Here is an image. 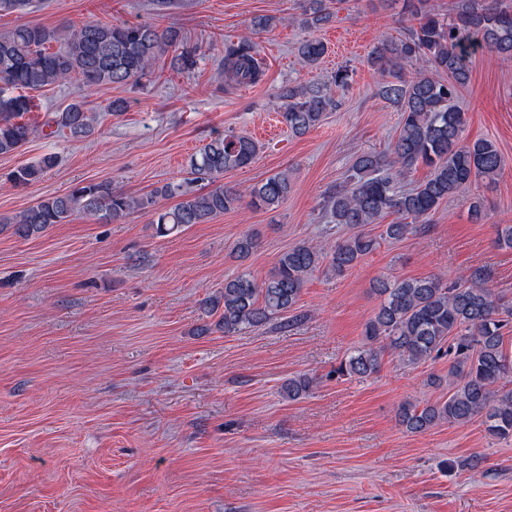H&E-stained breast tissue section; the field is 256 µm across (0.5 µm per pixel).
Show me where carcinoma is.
Segmentation results:
<instances>
[{
  "instance_id": "1",
  "label": "carcinoma",
  "mask_w": 512,
  "mask_h": 512,
  "mask_svg": "<svg viewBox=\"0 0 512 512\" xmlns=\"http://www.w3.org/2000/svg\"><path fill=\"white\" fill-rule=\"evenodd\" d=\"M428 0H403L410 26L403 37L381 43L369 64L379 77L377 94L393 104L399 130L388 151L358 154L350 174L325 201L336 226L352 230L334 244L298 243L281 253L269 274L258 280L248 272L224 279V287L204 301L206 315L218 321L199 327L226 335L273 322L296 310L310 277L322 265L337 274L354 267L383 241H401L430 223L440 204L464 197L470 217L480 222L485 203L473 191L480 182H494L503 166L496 144L486 138L465 137L468 116L459 106L461 91L471 75L472 55L479 48L512 63V5L503 0H456L444 16ZM33 0H0V13L26 14ZM333 18L327 0H305L289 22L318 29ZM172 53L171 69L191 71L197 53L184 45L172 26L101 23L47 27L24 23L0 36V155L18 152L36 125L23 120L35 111V94L71 78L93 92L105 85H126L149 76L156 60ZM327 53L325 43L306 38L296 46L304 68L316 66ZM263 69L256 47L244 40L224 50V79L229 86L255 84ZM281 122L295 137L318 126L336 99L327 85L288 83ZM98 116L87 101L67 104L47 114L43 126L50 134L82 141L95 135ZM258 153L250 137L230 130L199 147L187 161L188 177L167 182L139 196L112 187V182L77 183L64 194L44 197L28 208L1 216L0 226L29 239L74 215L91 220L119 221L133 212L152 216L155 233L166 237L193 224L242 209L275 211L288 199V173L279 172L245 190L223 183L224 173L250 166ZM58 156L45 154L11 170L5 183L15 189L38 182L57 166ZM428 175L413 187L401 186L418 165ZM209 188L198 191L196 182ZM172 200L162 207L159 202ZM386 217L374 235L366 230ZM258 237L247 233L234 245L236 258L247 259ZM378 305L364 325V342L342 361L336 374L366 379L378 373L389 356L408 365L450 362L448 392L433 401L406 400L395 419L409 433H422L440 424L480 420L492 441L512 439V352L506 333L512 332V302L486 286L480 268L467 269L453 280L443 273L426 277H395L374 284ZM313 387L312 378L288 379L283 390L296 400Z\"/></svg>"
}]
</instances>
